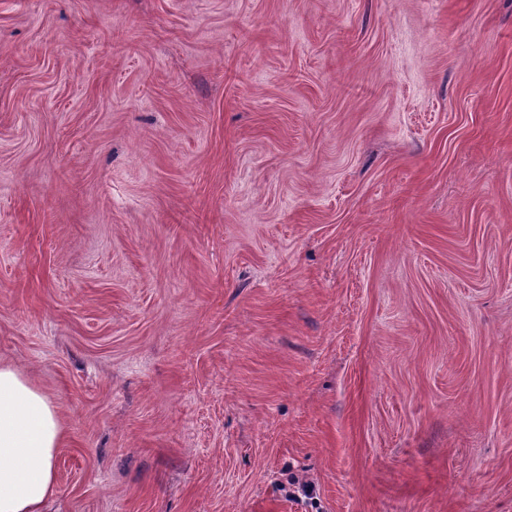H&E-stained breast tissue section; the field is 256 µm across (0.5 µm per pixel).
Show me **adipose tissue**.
I'll return each mask as SVG.
<instances>
[{"label": "adipose tissue", "mask_w": 512, "mask_h": 512, "mask_svg": "<svg viewBox=\"0 0 512 512\" xmlns=\"http://www.w3.org/2000/svg\"><path fill=\"white\" fill-rule=\"evenodd\" d=\"M65 440L54 403L0 364V512H44L58 493L54 458Z\"/></svg>", "instance_id": "adipose-tissue-1"}]
</instances>
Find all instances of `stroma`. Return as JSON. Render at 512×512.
I'll return each instance as SVG.
<instances>
[{
  "label": "stroma",
  "mask_w": 512,
  "mask_h": 512,
  "mask_svg": "<svg viewBox=\"0 0 512 512\" xmlns=\"http://www.w3.org/2000/svg\"><path fill=\"white\" fill-rule=\"evenodd\" d=\"M0 361L49 512H512V0H0ZM65 440L54 403L0 364V512H45L58 493L54 458Z\"/></svg>",
  "instance_id": "1"
}]
</instances>
